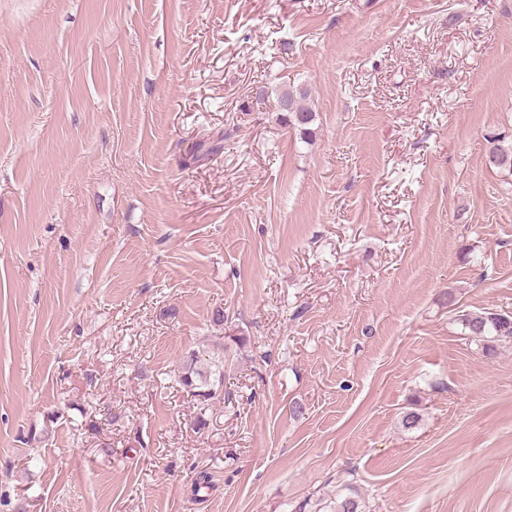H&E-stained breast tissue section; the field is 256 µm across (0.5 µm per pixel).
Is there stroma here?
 <instances>
[{"instance_id":"obj_1","label":"stroma","mask_w":512,"mask_h":512,"mask_svg":"<svg viewBox=\"0 0 512 512\" xmlns=\"http://www.w3.org/2000/svg\"><path fill=\"white\" fill-rule=\"evenodd\" d=\"M499 134L512 0H0V512H512ZM281 112L288 114L286 123L296 126L299 129L302 139L308 140L313 137V130L309 127L315 120L316 113L297 101V93L284 90L279 99ZM501 137L489 140V147L486 152V163L489 167L502 170H512V141L511 144L504 145ZM456 317L462 334L484 342L486 352H494L499 342L512 340V313L487 311H463ZM214 355L213 352L208 355L209 359H206L202 355L192 353L183 363L180 371V382L188 389V392L192 393L200 406V411L206 410L213 400L221 399L220 391L218 392V389H215L210 380L213 371H215L212 370L213 367L218 368L221 365L222 369L224 368V358Z\"/></svg>"}]
</instances>
